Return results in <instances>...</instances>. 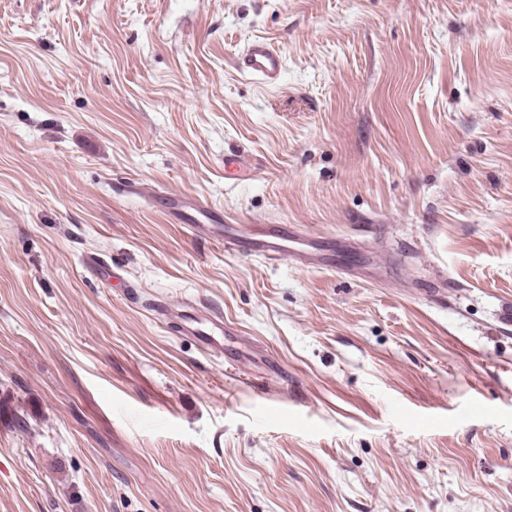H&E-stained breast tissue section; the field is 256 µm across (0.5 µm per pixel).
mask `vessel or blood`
<instances>
[{"instance_id": "b4317fda", "label": "vessel or blood", "mask_w": 512, "mask_h": 512, "mask_svg": "<svg viewBox=\"0 0 512 512\" xmlns=\"http://www.w3.org/2000/svg\"><path fill=\"white\" fill-rule=\"evenodd\" d=\"M238 70L266 86L278 85L285 71L282 50L271 40L258 38L250 41L235 61ZM151 203L166 215L171 223L188 225L195 236L208 237L223 242L225 249L250 256L292 255L302 264L315 263L316 258L292 251L290 244L295 237L287 224H270L256 227L250 224L224 223L215 220L206 200L200 197L153 191ZM157 319L164 322L178 321L177 332L199 340L206 354L213 358L224 355V318L220 313L207 312L191 317L182 308L167 302L153 307Z\"/></svg>"}]
</instances>
